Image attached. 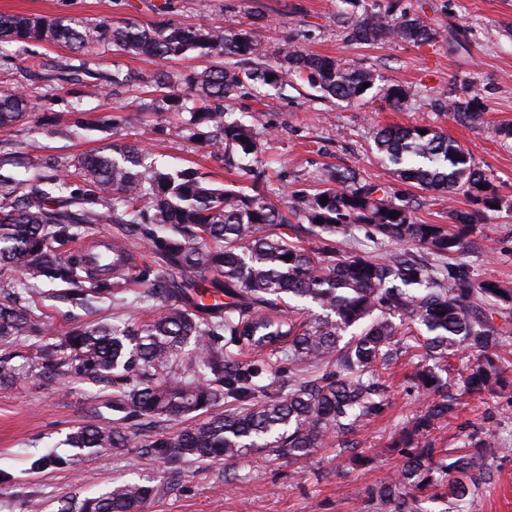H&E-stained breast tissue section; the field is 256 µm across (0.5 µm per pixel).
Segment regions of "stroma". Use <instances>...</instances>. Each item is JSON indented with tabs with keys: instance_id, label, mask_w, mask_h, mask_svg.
<instances>
[{
	"instance_id": "stroma-1",
	"label": "stroma",
	"mask_w": 512,
	"mask_h": 512,
	"mask_svg": "<svg viewBox=\"0 0 512 512\" xmlns=\"http://www.w3.org/2000/svg\"><path fill=\"white\" fill-rule=\"evenodd\" d=\"M401 5L421 12L438 33L434 44L351 42L336 21L339 0H0V15L74 16L88 21L108 16L116 25L142 28L210 23L256 31L266 62L290 40L306 52L371 68L376 84L359 99H327L320 89L294 78L283 88L265 86L259 94L226 101L234 116L260 112L271 124L258 160L268 167L272 187L310 188L322 173L345 167L365 179L394 184V176L371 149L375 129L424 125L461 144L501 192L512 196V140L493 133L500 125L512 124V0H401ZM452 27L464 29L468 36L463 48L455 51L448 47ZM0 54L18 68L14 74L0 69L3 90L21 80L20 69L29 62L52 66L70 52L59 44L9 43L0 46ZM86 58L94 69L119 67L146 76L160 70L187 75L203 64L193 54L165 62L101 47ZM393 84L410 95L398 109L383 97L384 87ZM465 84L487 106L484 125L457 123L434 104ZM103 113L94 102L62 93L48 104L44 122L23 121L2 128L0 141L25 153L34 165L107 153L113 144L134 143L163 165L194 167L228 186L251 184L240 170L226 168L221 158L188 140L176 114L154 115L152 121L161 131L144 136L140 133L144 116L136 103H129L121 125L107 132L96 128ZM408 193L418 203V221L426 224L447 223L449 209L467 206L459 195L450 198L414 187ZM471 241L467 261L475 278H494L512 288V211L491 214ZM142 290L138 280H131L123 300L92 307L64 297H41L35 313L57 334L100 321L116 322L127 313L144 323L153 318L157 305L142 299ZM407 362L403 356L390 365L386 379L391 405L385 417L358 433L369 462L352 471L340 466L332 448L315 449L305 460L307 479L301 484L293 478V464L261 454L236 464L229 479L220 463L131 452L81 458L68 468L38 471L30 466L33 455L57 450L72 428L110 421L112 390L87 380L36 377L0 387V471L12 474L16 489L43 500L47 512H55L62 497L82 496L139 477L160 488L147 512H366L359 493L390 479L398 469L399 458L385 447L394 425L417 406L405 392ZM457 405L454 418L437 432L441 447L456 445L476 427L498 436L512 435V406L506 402L479 405L461 392ZM472 512H512V451L492 463Z\"/></svg>"
}]
</instances>
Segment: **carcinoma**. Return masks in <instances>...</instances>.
<instances>
[{
	"label": "carcinoma",
	"mask_w": 512,
	"mask_h": 512,
	"mask_svg": "<svg viewBox=\"0 0 512 512\" xmlns=\"http://www.w3.org/2000/svg\"><path fill=\"white\" fill-rule=\"evenodd\" d=\"M340 23L350 40H397L431 44L436 31L416 12L387 0L367 8L342 0ZM15 40L56 43L82 54L94 46L135 56L170 60L196 51L218 61L172 81L152 76L158 96L139 104L151 112H186L189 136L224 157L232 169L260 153L261 115L233 118L224 99L294 74L332 99L353 100L374 87L375 72L307 53L290 43L275 64L244 69L258 55L251 29L211 24H166L151 29L114 27L71 16L0 15V44ZM26 75L53 91L79 87L83 98L116 93L132 81L116 67L95 72L68 63ZM273 80H268V77ZM368 88H363V84ZM41 99L16 88L0 91V128L35 120ZM448 117L483 124L486 105L464 86L445 102ZM424 133H419V130ZM376 153L401 181L422 190L463 196L469 208L452 209V228L419 223L413 200L391 186L363 180L349 168L327 174L315 193L284 191L287 211L268 195L267 172L245 168L252 193L218 188L194 169L170 170L147 161L131 145L88 154L73 169L54 163L31 168L13 152L0 151V169L19 164L28 177L0 172V272L19 270L23 279L0 278V344L36 337L35 360L27 366L0 355V385L23 376L82 378L113 388L109 424H89L68 434L75 456L98 457L130 450L138 456L222 462L262 453L296 463L315 448L330 446L346 465L361 456L351 440L389 406L383 372L393 360H416L408 393L420 399L412 416L395 426L389 450L400 467L394 477L363 489L372 512H462L483 484L480 468L505 450L507 440L475 429L463 447H438L440 424L457 410L449 396L451 358L468 352L467 393L477 400L512 402V369L496 350L512 343V330L495 316L512 311V288L473 278L464 260L467 237L495 206L511 209L490 175L456 141L432 127L386 126L373 137ZM78 177L84 186L72 188ZM328 201L321 202V197ZM396 216H390V213ZM324 223H318V220ZM121 224L124 235L144 242L151 262L138 279L159 311L144 323H102L73 329L59 338L32 309L40 286L66 287L82 303L126 292L132 244L112 240V271L96 270L68 247L97 224ZM309 227H304V224ZM362 226L383 241L428 251L433 260L406 251L369 256L336 247ZM316 245H302L304 234ZM291 260L286 261L284 257ZM321 310L307 315L309 307ZM198 377L182 371L185 349ZM254 359H240L242 351ZM175 417L195 423L135 441L130 429ZM72 465L68 455L34 458L31 468ZM159 493L156 485L122 482L104 492L63 498L57 512H144Z\"/></svg>",
	"instance_id": "cac0c4a2"
}]
</instances>
